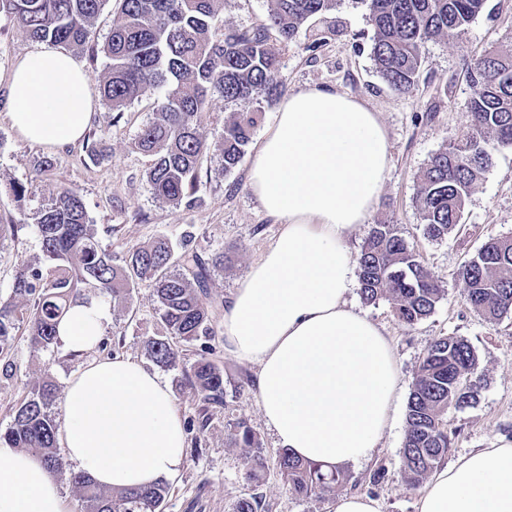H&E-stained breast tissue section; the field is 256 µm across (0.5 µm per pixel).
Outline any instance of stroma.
I'll list each match as a JSON object with an SVG mask.
<instances>
[{
	"label": "stroma",
	"mask_w": 512,
	"mask_h": 512,
	"mask_svg": "<svg viewBox=\"0 0 512 512\" xmlns=\"http://www.w3.org/2000/svg\"><path fill=\"white\" fill-rule=\"evenodd\" d=\"M268 7L269 0H224L214 25L250 28L265 19ZM119 11V0H108L94 27L93 51L77 56L91 88H98L105 75L107 60L100 48ZM335 17L337 33L325 43L314 45L313 32L304 30L282 51L280 80L289 93L331 86L379 112L390 143L389 171L372 212L350 231L349 243L353 251H360L372 225H395L442 290L434 312L412 326L400 322L387 301L367 304L358 289L350 290L349 302L389 337L400 387L396 418L381 448L369 461L345 466L347 480L340 492L369 494L378 500L381 512H417L421 488L404 477L400 457L409 395L419 362L434 339L464 338L485 372L476 402L448 411L446 421L454 433L449 460L512 439V315L495 324L486 322L467 304L459 277L464 262L488 239L512 235V145L486 142L491 163L466 203L460 228L447 238L428 239L413 204L420 169L441 148L472 132L467 68L490 47L512 44V0H485L482 11L457 39L427 42L418 83L409 93L392 90L376 74L370 56L373 30L365 10L341 0ZM37 48L0 15V299L11 295L17 268L36 265L41 256L38 232L26 222L28 214L63 186L81 196L87 219L95 224L114 264H122L132 248L158 238L177 244L188 232L202 255L222 250L229 259L210 282L217 301L211 312L212 335L194 341L171 367H157L145 348L147 339L164 332L156 297L146 282L135 286L130 304L110 305L98 345L84 353L67 351L59 344L47 351L34 350L26 323H16L7 348L0 352V431L11 425L15 406L32 385L54 383L52 414L59 421L67 383L84 365L125 356L166 381L186 433L185 463L169 482L163 512H233L237 499L252 493L261 496L265 512H331L332 497L303 498L289 491L276 466L280 448L257 403L258 368L227 352L221 335L224 302L281 231L248 188L253 151H246L229 172L218 153H210L200 170L203 202L187 210L155 199L146 177L148 159L134 147L139 128L159 107L155 99L134 102L118 119L97 95L90 127L77 144L57 150L24 141L6 118L10 110L6 77L20 55ZM94 143L99 146L95 156L89 153ZM46 158L51 165L44 169L40 162ZM30 180L35 194L15 197L12 184ZM203 356L224 370L223 404L203 405L186 382L191 364ZM203 414L208 423L202 428L198 418ZM241 421L265 457V467L255 480L247 475L242 449L230 442ZM379 469L384 475L377 480L373 474Z\"/></svg>",
	"instance_id": "1"
}]
</instances>
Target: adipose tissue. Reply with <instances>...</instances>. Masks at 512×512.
<instances>
[{
    "label": "adipose tissue",
    "mask_w": 512,
    "mask_h": 512,
    "mask_svg": "<svg viewBox=\"0 0 512 512\" xmlns=\"http://www.w3.org/2000/svg\"><path fill=\"white\" fill-rule=\"evenodd\" d=\"M7 117L23 139L56 148L79 141L93 111L89 79L69 54L22 55L8 76ZM390 161L377 112L333 87L285 97L256 146L248 186L280 234L224 306V348L256 365L257 400L280 447L329 466L368 461L390 427L399 371L382 329L347 302L349 230L364 223ZM105 301L71 310L58 340L91 349ZM57 439L78 472L105 488L175 478L186 435L168 385L131 358L89 363L66 389ZM418 512H512V442L437 469ZM0 512H70L42 458L0 444Z\"/></svg>",
    "instance_id": "1"
}]
</instances>
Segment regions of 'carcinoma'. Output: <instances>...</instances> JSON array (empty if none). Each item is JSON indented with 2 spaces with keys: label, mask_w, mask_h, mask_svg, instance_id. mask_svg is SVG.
<instances>
[{
  "label": "carcinoma",
  "mask_w": 512,
  "mask_h": 512,
  "mask_svg": "<svg viewBox=\"0 0 512 512\" xmlns=\"http://www.w3.org/2000/svg\"><path fill=\"white\" fill-rule=\"evenodd\" d=\"M107 0H0L5 12L31 41L69 52L84 51ZM120 15L102 45L109 59L99 92L117 112L148 96L160 95L154 117L143 124L135 148L149 157L148 182L154 196L192 210L202 202L198 173L204 157L216 151L224 172L242 160L261 119L262 102L284 92L280 60L273 41L288 44L302 29L328 23L340 0H270L264 23L250 29L224 28L213 20L223 0H120ZM368 12L373 28L371 59L376 73L393 90L407 92L417 83L422 49L431 40L456 39L481 12L484 0H353ZM473 136L437 151L418 176L415 207L424 235L442 240L461 223L465 203L490 164L482 145L493 137L512 145V48L492 49L470 65ZM218 93L227 103L250 109L232 113L220 139L210 144L200 133L208 98ZM38 231L41 262L15 274L13 295L0 301V345L7 343L17 312L24 311L30 344L37 350L58 343L62 318L89 295L129 303V280L148 281L166 328L149 338L146 350L162 367L174 365L179 348L210 336L212 273L224 268L220 251L203 258L190 246L166 239L129 251L125 266L99 245L80 196L63 188L29 214ZM363 299L387 300L399 321L414 325L430 316L442 289L420 256L392 224L372 227L356 257ZM460 276L467 304L496 322L512 313V236L489 239L466 261ZM189 384L206 404L224 403V373L200 357L191 366ZM483 381L478 357L458 336L436 338L423 354L406 413L401 468L420 483L448 456L451 437L445 415L476 399ZM53 384L34 386L18 405L12 425L0 431V444L34 449L53 470L63 468L56 453L57 425L52 416ZM231 442L244 449L248 476L264 468L260 448L243 423ZM289 489L299 496L331 495L346 480L337 467L304 462L283 449L277 459ZM82 494L83 512H162L168 485L105 491L87 476L72 477ZM261 498L237 500L234 512H260Z\"/></svg>",
  "instance_id": "1"
}]
</instances>
